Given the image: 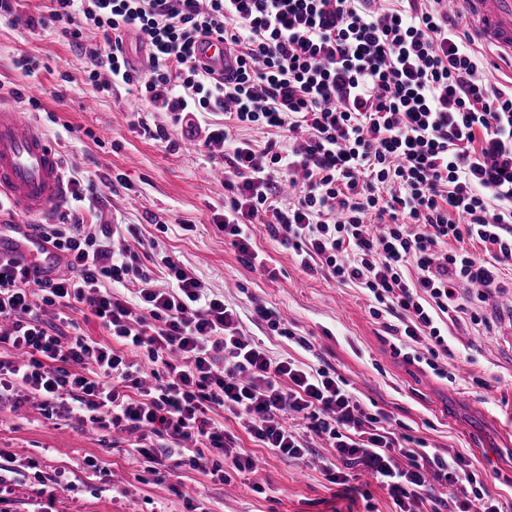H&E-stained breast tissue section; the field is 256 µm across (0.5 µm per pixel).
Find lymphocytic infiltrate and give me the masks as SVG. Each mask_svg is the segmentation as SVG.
Returning <instances> with one entry per match:
<instances>
[{
  "instance_id": "f902f5d3",
  "label": "lymphocytic infiltrate",
  "mask_w": 512,
  "mask_h": 512,
  "mask_svg": "<svg viewBox=\"0 0 512 512\" xmlns=\"http://www.w3.org/2000/svg\"><path fill=\"white\" fill-rule=\"evenodd\" d=\"M2 16L53 27L76 46L94 28L89 79L125 87L183 132L200 113L223 114L203 146L224 149L214 221L225 237L249 254L251 226L263 222L307 272L367 290L373 318L390 316V334L425 347L429 366L448 352L458 288L492 287L512 264V82H490L475 37L443 0H51L37 19L0 0ZM129 29L148 51L141 71L126 57ZM211 33L235 53L233 75L198 60L196 41ZM236 127L266 139L232 142ZM38 230L69 272L35 278L0 257V401L33 397L127 433L148 473L186 465L215 481L255 461L212 407L302 461L311 448L286 423L300 415L336 450L322 462L330 483L361 466L399 512L434 483L462 488L454 512H501L461 459L406 446L329 370L271 358L243 334L237 310L175 262L160 288L137 252L112 250L82 216ZM452 238L490 250L451 251ZM85 307L111 343L66 336ZM49 308L55 321L43 317ZM129 349L155 364L154 385Z\"/></svg>"
}]
</instances>
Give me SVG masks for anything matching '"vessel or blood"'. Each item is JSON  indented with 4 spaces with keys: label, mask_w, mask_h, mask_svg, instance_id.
I'll use <instances>...</instances> for the list:
<instances>
[{
    "label": "vessel or blood",
    "mask_w": 512,
    "mask_h": 512,
    "mask_svg": "<svg viewBox=\"0 0 512 512\" xmlns=\"http://www.w3.org/2000/svg\"><path fill=\"white\" fill-rule=\"evenodd\" d=\"M450 10L465 9L473 32L512 58V0H447ZM200 59L214 69H231L234 60L217 36L200 38ZM60 152L15 107L0 103V193L14 209L0 225V249L23 260L31 276L54 266L53 252L34 229L36 220L54 217L69 202V185Z\"/></svg>",
    "instance_id": "1"
}]
</instances>
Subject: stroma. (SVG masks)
<instances>
[{"instance_id": "stroma-1", "label": "stroma", "mask_w": 512, "mask_h": 512, "mask_svg": "<svg viewBox=\"0 0 512 512\" xmlns=\"http://www.w3.org/2000/svg\"><path fill=\"white\" fill-rule=\"evenodd\" d=\"M98 40L89 29L77 47L52 29L0 18V89L38 100V107H26L27 116L60 147L67 179L84 189L83 201H69V208H80L95 234L106 224L129 225L131 235L114 247L138 252L158 287L169 284L167 261L181 265L237 310L244 333L272 358L334 371L395 431L462 457L502 512H512V268L497 287L459 288L450 355L438 360L445 376L423 364L424 347H417V361L407 360L372 317L375 302L363 288L307 273L265 225L254 227L257 261L225 241L213 222L224 207V183L216 178L224 153L197 148L211 115L200 116L196 136L183 137L166 113L138 110L123 88L100 90L88 79ZM24 57L36 59L34 72L18 67ZM148 126L168 129L179 149L145 134ZM259 305L286 322L288 335L257 319ZM211 417L258 459L256 471L231 470L216 482L186 466L157 477L132 457V436L75 417L45 418L35 400L0 402V450L18 470L0 494V512H36L50 498L56 512H188L192 505L204 512H396L361 467L351 469L349 482L370 499L339 497L319 465L334 451L319 438L310 437L313 456L303 463L259 447L222 408ZM91 459L100 471L88 467ZM32 463L47 477L42 488L28 479ZM58 472L75 481L74 491H58L52 482Z\"/></svg>"}]
</instances>
